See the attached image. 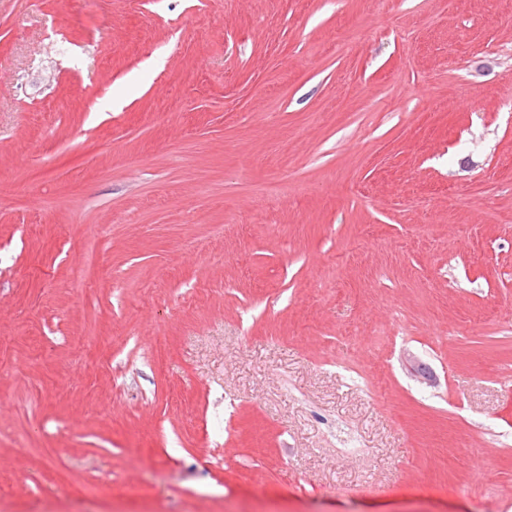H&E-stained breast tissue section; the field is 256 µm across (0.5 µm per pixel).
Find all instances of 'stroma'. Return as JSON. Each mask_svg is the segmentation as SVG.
<instances>
[{
	"mask_svg": "<svg viewBox=\"0 0 512 512\" xmlns=\"http://www.w3.org/2000/svg\"><path fill=\"white\" fill-rule=\"evenodd\" d=\"M512 512V0H0V512Z\"/></svg>",
	"mask_w": 512,
	"mask_h": 512,
	"instance_id": "35a3bbf8",
	"label": "stroma"
}]
</instances>
